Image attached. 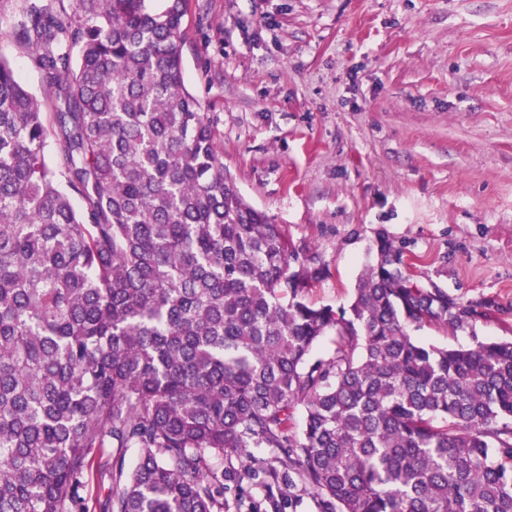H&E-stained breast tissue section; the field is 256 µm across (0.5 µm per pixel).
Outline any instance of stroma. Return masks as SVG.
I'll return each mask as SVG.
<instances>
[{"instance_id": "obj_1", "label": "stroma", "mask_w": 512, "mask_h": 512, "mask_svg": "<svg viewBox=\"0 0 512 512\" xmlns=\"http://www.w3.org/2000/svg\"><path fill=\"white\" fill-rule=\"evenodd\" d=\"M0 0V57L43 95ZM186 86L240 193L326 267L308 297L347 305L378 234L421 285L473 309L422 343L512 339V0H189ZM224 473L227 512H266Z\"/></svg>"}]
</instances>
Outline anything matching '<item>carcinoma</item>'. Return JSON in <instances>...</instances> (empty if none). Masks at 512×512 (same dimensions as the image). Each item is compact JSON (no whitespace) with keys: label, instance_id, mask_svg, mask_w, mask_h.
Wrapping results in <instances>:
<instances>
[{"label":"carcinoma","instance_id":"obj_1","mask_svg":"<svg viewBox=\"0 0 512 512\" xmlns=\"http://www.w3.org/2000/svg\"><path fill=\"white\" fill-rule=\"evenodd\" d=\"M152 2L24 0L44 100L0 57V512H224L212 459L251 448L283 449L275 512L293 474L321 512H512V340L412 336L471 311L382 233L349 308L311 302L325 268L240 194L186 88L188 0Z\"/></svg>","mask_w":512,"mask_h":512}]
</instances>
